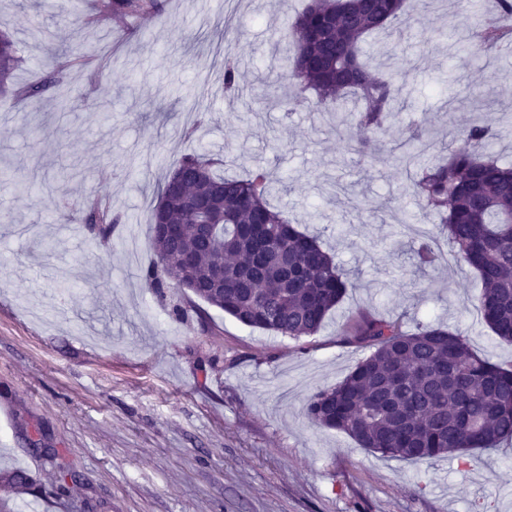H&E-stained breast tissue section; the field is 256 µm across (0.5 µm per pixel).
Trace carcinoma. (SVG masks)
I'll list each match as a JSON object with an SVG mask.
<instances>
[{"mask_svg":"<svg viewBox=\"0 0 512 512\" xmlns=\"http://www.w3.org/2000/svg\"><path fill=\"white\" fill-rule=\"evenodd\" d=\"M408 0H310L290 25L292 40L275 84L287 110L336 113V133L357 129L351 149L363 157L394 124L395 104L404 84L360 60L361 45L374 33L408 21ZM107 11L127 16L158 12L161 0H107ZM495 13L476 11L468 47L480 56L512 47V0H494ZM21 63L15 40L0 33V92L31 93L13 86ZM224 94L239 92L237 60L224 53ZM496 133L473 124L448 155L427 158L423 131L415 127L399 144L401 159L413 170L412 194L421 208L439 219L448 241L481 282L476 306L499 343L512 346V163L490 156ZM207 154L184 156L162 183L149 224L155 260L143 278L155 288L201 281L224 263V292L194 293L238 322L299 339L313 336L354 284L321 244L271 206L270 173L257 167L242 176L214 171ZM180 171L185 191L203 197L224 186V211L209 216L216 233H197V212L171 193ZM163 214L170 224L186 225L179 245L157 236ZM108 238L119 217L95 207L84 219ZM179 252L194 257L192 276L182 278L173 264ZM416 263L439 259L429 239L414 249ZM347 344L372 349L338 383L313 394L304 414L313 424L349 435L359 447L409 462L467 457L512 441V368L475 353L467 339L441 324H419L412 332L368 312L343 336Z\"/></svg>","mask_w":512,"mask_h":512,"instance_id":"obj_1","label":"carcinoma"}]
</instances>
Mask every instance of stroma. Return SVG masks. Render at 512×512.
<instances>
[{
  "mask_svg": "<svg viewBox=\"0 0 512 512\" xmlns=\"http://www.w3.org/2000/svg\"><path fill=\"white\" fill-rule=\"evenodd\" d=\"M307 0H163L159 13L116 19L102 0H0L20 84L60 81L18 98L0 93V512H512V444L479 460L385 459L311 423L307 400L370 353L343 343L358 314L458 330L480 356L512 365L475 306L477 273L440 238L409 195L395 159L406 128L425 127L438 153L473 124L497 133L512 162V49L478 60L459 48L474 21L466 0H427L393 39L364 52L407 91L395 124L364 162L330 114L286 112L263 94L279 72L291 18ZM85 32L111 52L99 71L62 72L58 55ZM242 94L215 78L225 50ZM208 151L224 174L260 166L273 202L320 234L356 284L313 336L245 326L210 308L200 324L189 291L158 292L147 219L165 173ZM36 177L28 196L19 183ZM355 185L360 206L336 196ZM110 204L120 222L104 243L68 232L69 215ZM57 215L44 223L46 212ZM437 237L441 260L415 268L411 248ZM46 448L58 455L43 456ZM31 481L9 485L14 471ZM79 484L59 489L60 473Z\"/></svg>",
  "mask_w": 512,
  "mask_h": 512,
  "instance_id": "1",
  "label": "stroma"
}]
</instances>
